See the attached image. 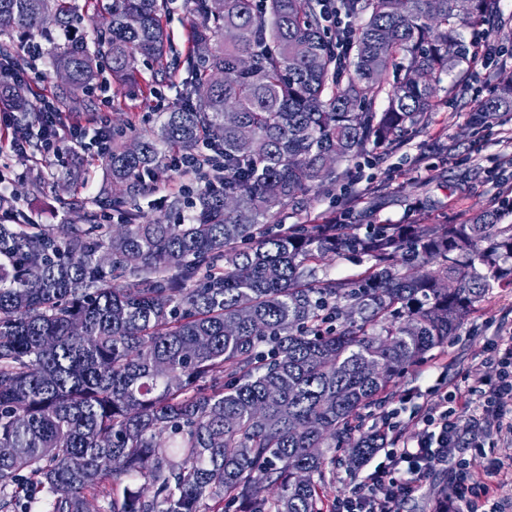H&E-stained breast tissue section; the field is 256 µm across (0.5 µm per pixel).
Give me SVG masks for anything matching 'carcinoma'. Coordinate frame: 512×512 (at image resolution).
I'll use <instances>...</instances> for the list:
<instances>
[{"instance_id":"carcinoma-1","label":"carcinoma","mask_w":512,"mask_h":512,"mask_svg":"<svg viewBox=\"0 0 512 512\" xmlns=\"http://www.w3.org/2000/svg\"><path fill=\"white\" fill-rule=\"evenodd\" d=\"M167 0H112L97 48H55L67 105L107 54L112 79L175 73L162 25ZM194 92L159 134L103 154L123 197L148 189L166 156L203 144L219 187L192 194L169 223L124 212L120 232L26 224L0 209V512H324L330 450L358 469L388 444L360 432L363 410L457 334L494 287L512 288V224L485 210L463 224H350L265 219L337 178L354 159L399 142L438 106L442 75L477 61L463 31L498 0H191ZM354 21L352 49L327 35ZM79 19L73 0H0V60L26 69L18 31ZM37 91L0 79V102L28 123ZM386 96L383 108L377 107ZM237 122L224 123V111ZM512 112V71L474 103L471 122ZM374 260L356 279L316 277L329 255Z\"/></svg>"}]
</instances>
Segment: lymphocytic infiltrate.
Returning <instances> with one entry per match:
<instances>
[{"label": "lymphocytic infiltrate", "instance_id": "f902f5d3", "mask_svg": "<svg viewBox=\"0 0 512 512\" xmlns=\"http://www.w3.org/2000/svg\"><path fill=\"white\" fill-rule=\"evenodd\" d=\"M495 358L500 374L480 393L479 412L470 423H492L497 436L512 438V334L500 336ZM465 397V392L457 389L422 403L411 418L417 429L415 439L386 449L383 461L365 482L333 499L329 512H398L401 502L421 493L427 477L448 464L454 467V491L437 500L436 512H477L479 500L487 512H512V500L501 494L502 478L512 472V461H494L486 481L475 487L464 462L454 458L461 425L450 405Z\"/></svg>", "mask_w": 512, "mask_h": 512}]
</instances>
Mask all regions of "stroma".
Listing matches in <instances>:
<instances>
[{
  "label": "stroma",
  "mask_w": 512,
  "mask_h": 512,
  "mask_svg": "<svg viewBox=\"0 0 512 512\" xmlns=\"http://www.w3.org/2000/svg\"><path fill=\"white\" fill-rule=\"evenodd\" d=\"M498 16L466 30L465 39L485 36L495 46L491 59L458 63L444 75L442 86L449 102L428 113L416 132L379 159L362 162L352 177L341 184L309 193L299 204L271 217V224H320L327 216L350 211L357 232L372 224L462 223L494 204V181L512 182V166L502 157L512 152V112L502 113L488 126L470 128L472 101L477 91L489 90L500 69H512V0H500ZM138 88L125 90L116 84L102 88L109 105L97 108L88 101L81 106L80 144L67 145L62 159L9 155L5 175L15 205L41 224L79 223L83 212L97 209L110 193L105 167L94 140L100 129L129 127L133 136H147L158 128L159 108L176 105L189 86L190 76L179 72L172 81L152 83L143 71ZM40 190H33V182ZM179 172L167 166L155 169L148 192L138 197L144 219H167L160 203L159 187L183 184ZM512 329V288H493L486 300L465 320L456 336L427 357L425 370H409L398 379L382 405L367 409L364 428L380 416L398 410L402 425L399 440H413L416 429L410 415L416 411L419 393L447 381L449 388L484 390L496 374L487 348L500 332ZM457 456L466 458L474 482H483L493 460L512 457V439L496 436L491 427L460 432Z\"/></svg>",
  "instance_id": "stroma-1"
}]
</instances>
